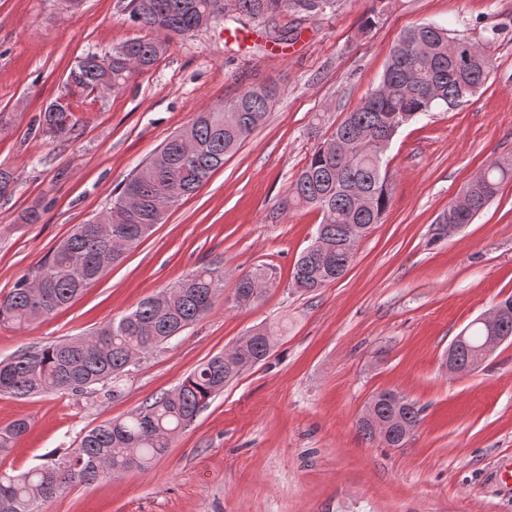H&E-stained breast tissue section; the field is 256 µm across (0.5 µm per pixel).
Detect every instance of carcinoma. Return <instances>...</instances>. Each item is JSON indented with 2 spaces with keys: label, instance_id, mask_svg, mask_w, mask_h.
I'll return each mask as SVG.
<instances>
[{
  "label": "carcinoma",
  "instance_id": "1",
  "mask_svg": "<svg viewBox=\"0 0 512 512\" xmlns=\"http://www.w3.org/2000/svg\"><path fill=\"white\" fill-rule=\"evenodd\" d=\"M337 0H130L131 16L141 27L162 32L166 40H133L107 51L90 50L70 69L51 106L44 112L37 137L68 139L74 132L72 101L94 92L119 93L138 74L152 69L167 41L206 28L232 10L237 17L271 23L280 10L324 14ZM361 31L381 22L388 0H369ZM489 59L482 48L437 23L406 30L389 54L379 84L311 154L292 182L294 204L322 214L314 237L299 255L292 286L309 293L344 276L360 236L381 223L390 204L385 153L399 130L437 109H453L484 84ZM277 91L249 88L228 104L197 113L191 123L169 138L141 169L128 177L99 224L89 220L48 253L33 271L0 295V325L24 328L55 315L96 283L107 269L163 222L166 211L194 193L224 166V158L265 121ZM512 177V159L494 158L463 189L466 205L448 206L441 223L452 228L469 224L494 200ZM274 273L259 269L239 278L233 292L237 306L259 301ZM224 277L203 268L155 296L139 301L87 337H74L22 350L0 361V394L24 398L41 393L84 394L96 386L117 398L130 367L208 315ZM494 309L497 320L474 322L456 343L459 369L474 364L485 337H512V296ZM274 331L258 328L231 351L211 357L172 391L144 404L126 419L106 420L83 434L73 448L48 456L46 462L20 474L0 472V512H40L42 505L76 486L147 472L167 453L172 437L190 426L209 401L244 370L266 360ZM375 416L391 425L389 443L402 447L423 420L415 401L384 390L372 396ZM20 418L0 430V453L28 429Z\"/></svg>",
  "mask_w": 512,
  "mask_h": 512
}]
</instances>
